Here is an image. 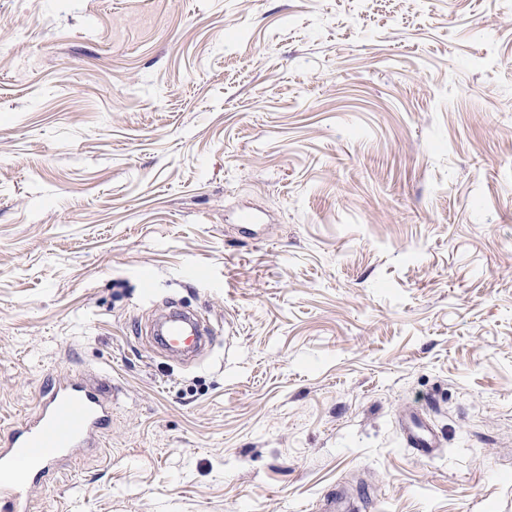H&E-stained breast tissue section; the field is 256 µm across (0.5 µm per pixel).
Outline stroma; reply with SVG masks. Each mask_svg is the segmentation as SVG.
<instances>
[{"instance_id":"stroma-1","label":"stroma","mask_w":512,"mask_h":512,"mask_svg":"<svg viewBox=\"0 0 512 512\" xmlns=\"http://www.w3.org/2000/svg\"><path fill=\"white\" fill-rule=\"evenodd\" d=\"M65 371L32 512H512V0H0V427ZM204 327L201 328L199 321L183 313H173L164 318L160 326L157 343L165 350L176 356H188L209 342L211 336ZM172 336H178L179 340L172 339ZM194 336L190 343H187L190 337ZM181 341L185 346H181ZM406 444L418 456H430L438 447V434L434 427L428 425L416 415L410 414L404 426Z\"/></svg>"}]
</instances>
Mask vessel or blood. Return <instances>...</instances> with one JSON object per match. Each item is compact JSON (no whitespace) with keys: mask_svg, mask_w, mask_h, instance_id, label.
<instances>
[{"mask_svg":"<svg viewBox=\"0 0 512 512\" xmlns=\"http://www.w3.org/2000/svg\"><path fill=\"white\" fill-rule=\"evenodd\" d=\"M209 340L199 321L183 313L165 317L158 344L176 356L198 351ZM112 421V398L102 385L72 375L54 377L35 414L0 432V512H28V497L40 476L59 471L72 459L100 448ZM416 455H432L438 434L415 414L404 426Z\"/></svg>","mask_w":512,"mask_h":512,"instance_id":"b4317fda","label":"vessel or blood"}]
</instances>
